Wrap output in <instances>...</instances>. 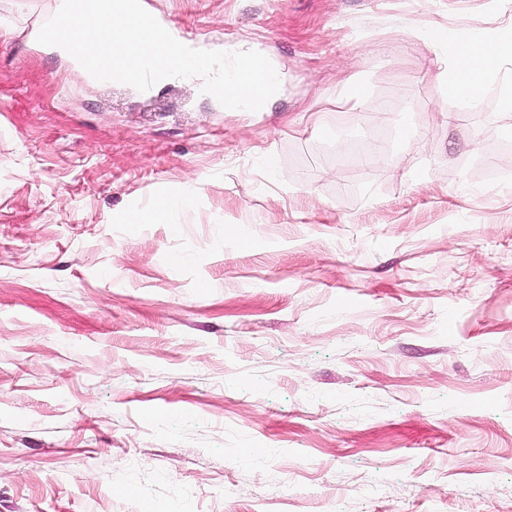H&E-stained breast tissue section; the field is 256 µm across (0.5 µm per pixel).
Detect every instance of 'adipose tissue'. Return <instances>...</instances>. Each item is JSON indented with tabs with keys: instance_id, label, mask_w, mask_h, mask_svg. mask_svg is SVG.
Listing matches in <instances>:
<instances>
[{
	"instance_id": "obj_1",
	"label": "adipose tissue",
	"mask_w": 512,
	"mask_h": 512,
	"mask_svg": "<svg viewBox=\"0 0 512 512\" xmlns=\"http://www.w3.org/2000/svg\"><path fill=\"white\" fill-rule=\"evenodd\" d=\"M418 36L443 51L447 65L439 78L455 81L460 101L477 100L486 85L495 82L500 86L502 110L512 112V25L478 38L434 26L419 31Z\"/></svg>"
}]
</instances>
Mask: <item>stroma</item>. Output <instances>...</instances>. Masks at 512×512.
<instances>
[{
	"mask_svg": "<svg viewBox=\"0 0 512 512\" xmlns=\"http://www.w3.org/2000/svg\"><path fill=\"white\" fill-rule=\"evenodd\" d=\"M146 3L286 80L103 84L30 42L54 0H0V512H512V114L412 35L512 13ZM193 205L191 196H182L177 199L166 197L159 199L152 207L143 211L115 210L112 212V221L116 224H157L163 222L175 206L188 209Z\"/></svg>",
	"mask_w": 512,
	"mask_h": 512,
	"instance_id": "obj_1",
	"label": "stroma"
}]
</instances>
